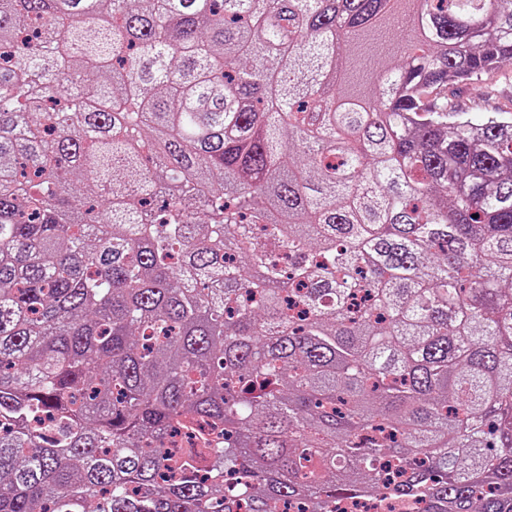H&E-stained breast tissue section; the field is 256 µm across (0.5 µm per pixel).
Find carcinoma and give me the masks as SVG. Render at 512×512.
Returning a JSON list of instances; mask_svg holds the SVG:
<instances>
[{
  "instance_id": "obj_1",
  "label": "carcinoma",
  "mask_w": 512,
  "mask_h": 512,
  "mask_svg": "<svg viewBox=\"0 0 512 512\" xmlns=\"http://www.w3.org/2000/svg\"><path fill=\"white\" fill-rule=\"evenodd\" d=\"M4 52L0 512H512V113L432 97L512 0H0Z\"/></svg>"
}]
</instances>
